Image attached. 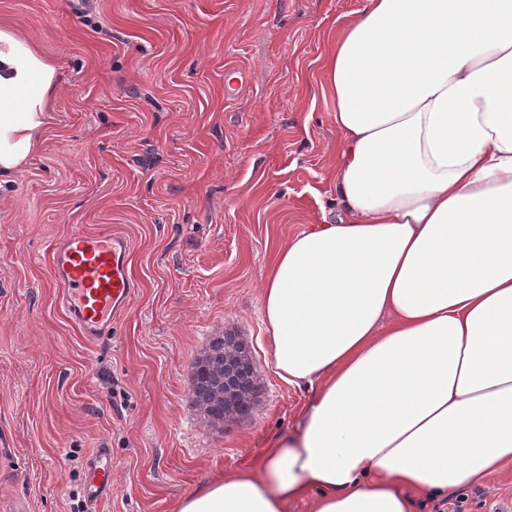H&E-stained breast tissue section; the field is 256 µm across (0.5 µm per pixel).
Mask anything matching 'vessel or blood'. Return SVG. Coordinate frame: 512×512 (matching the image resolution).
<instances>
[{
    "instance_id": "vessel-or-blood-1",
    "label": "vessel or blood",
    "mask_w": 512,
    "mask_h": 512,
    "mask_svg": "<svg viewBox=\"0 0 512 512\" xmlns=\"http://www.w3.org/2000/svg\"><path fill=\"white\" fill-rule=\"evenodd\" d=\"M52 268L68 313L89 338L108 330L134 293L129 243L117 233L103 230L66 234L52 252ZM111 484L112 462L102 450L90 467L89 499L95 502L103 498Z\"/></svg>"
}]
</instances>
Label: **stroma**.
<instances>
[{"label": "stroma", "instance_id": "35a3bbf8", "mask_svg": "<svg viewBox=\"0 0 512 512\" xmlns=\"http://www.w3.org/2000/svg\"><path fill=\"white\" fill-rule=\"evenodd\" d=\"M364 0H0L65 84L40 151L0 186V512H175L291 434L310 388L278 375L261 280L278 245L336 208L321 63ZM240 71L242 89L226 93ZM102 226L138 288L82 336L52 275L56 243ZM247 342L249 417L211 424L190 394L208 340ZM112 457L90 506L88 468ZM512 512V464L462 492Z\"/></svg>", "mask_w": 512, "mask_h": 512}]
</instances>
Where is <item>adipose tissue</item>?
I'll use <instances>...</instances> for the list:
<instances>
[{"label": "adipose tissue", "instance_id": "adipose-tissue-1", "mask_svg": "<svg viewBox=\"0 0 512 512\" xmlns=\"http://www.w3.org/2000/svg\"><path fill=\"white\" fill-rule=\"evenodd\" d=\"M323 73L339 207L261 288L277 372L314 394L178 512H413L512 463V0H364ZM62 83L0 28V180Z\"/></svg>", "mask_w": 512, "mask_h": 512}]
</instances>
